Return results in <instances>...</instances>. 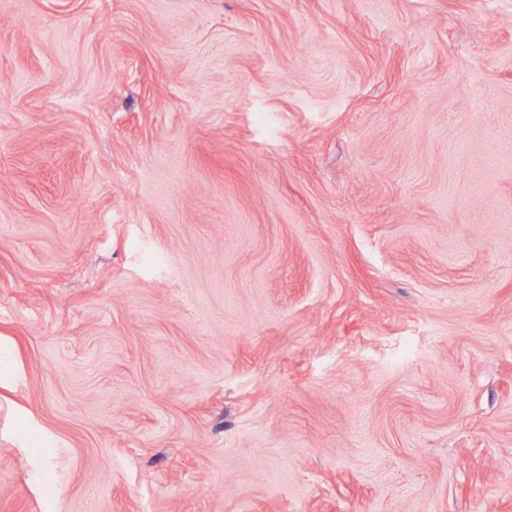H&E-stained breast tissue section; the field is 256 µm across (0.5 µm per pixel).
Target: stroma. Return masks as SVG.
I'll return each instance as SVG.
<instances>
[{
	"instance_id": "35a3bbf8",
	"label": "stroma",
	"mask_w": 512,
	"mask_h": 512,
	"mask_svg": "<svg viewBox=\"0 0 512 512\" xmlns=\"http://www.w3.org/2000/svg\"><path fill=\"white\" fill-rule=\"evenodd\" d=\"M0 512H512V0H0Z\"/></svg>"
}]
</instances>
